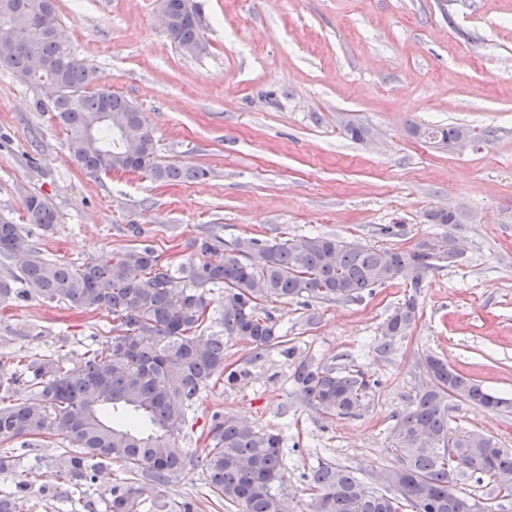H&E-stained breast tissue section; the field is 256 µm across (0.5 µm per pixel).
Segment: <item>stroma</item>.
I'll use <instances>...</instances> for the list:
<instances>
[{
    "label": "stroma",
    "instance_id": "1",
    "mask_svg": "<svg viewBox=\"0 0 512 512\" xmlns=\"http://www.w3.org/2000/svg\"><path fill=\"white\" fill-rule=\"evenodd\" d=\"M202 49L183 53L164 31L158 0H55L64 46L98 70L100 83L145 112L160 162L206 177L160 183L145 173L92 175L31 86L0 70V214L25 221L24 200L56 211L52 232L29 228L46 258L74 265L129 244L137 224L162 262L196 259L212 233L232 246L256 237L297 242L331 234L347 242L410 248L444 234L427 215L456 211L457 259L439 260L417 313L393 351H379L382 324L410 294L397 281L349 302H269L293 357L271 350L238 389L211 380L186 409L177 443L195 465L163 488L200 512H234L211 495L201 463L213 414L280 432L287 455L282 494L308 512V476L319 461L350 465L379 488L394 464L391 431L426 379V353L512 399V0H189ZM367 127L356 142L340 122ZM490 130L463 153L414 138L412 125ZM395 224L399 234H378ZM319 320L309 326L308 312ZM112 315L14 297L0 305V365L53 352L83 359ZM360 370L370 383L358 416L330 422L293 392V360ZM448 423L497 437L512 449V414L449 403ZM65 447L0 442L13 467L0 494L26 512H106L130 473L119 461L80 485L56 483Z\"/></svg>",
    "mask_w": 512,
    "mask_h": 512
}]
</instances>
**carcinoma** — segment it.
Wrapping results in <instances>:
<instances>
[{"label":"carcinoma","instance_id":"cac0c4a2","mask_svg":"<svg viewBox=\"0 0 512 512\" xmlns=\"http://www.w3.org/2000/svg\"><path fill=\"white\" fill-rule=\"evenodd\" d=\"M172 16L168 36L183 48L201 40L200 25L188 0H167ZM29 25L45 32L34 51L50 65L33 72L29 55L12 45V35ZM61 27L53 0H0V69L22 83L56 96L50 111L69 133L74 161L91 174L143 171L160 182L203 178L205 169L182 170L157 160L145 113L126 97L98 86L95 68L72 57L54 37ZM460 125L416 126L422 139L452 145ZM27 223L45 232L57 223L55 210L41 197L24 203ZM453 234L421 240L411 249L345 242L330 235L297 243H268L250 237L223 248L203 236L196 260L174 269L154 246L140 243L101 254L81 265L46 259L29 242L24 227L0 216V263L17 273L0 278V304L13 295L112 314V335L102 336L84 361L69 366L43 355L26 364L23 375L33 395L21 403L0 397V440H31L52 434L69 446L53 466L72 481L117 460L128 466L130 482L110 490L108 512H197L193 499H168L162 487L182 474L192 459L178 448V420L216 375L234 389L249 384L253 359L228 368L224 344L237 339L254 359L272 349L293 358L280 335L269 301H351L402 280L413 294L383 323L382 346L393 348L416 317L423 281L439 254L430 243L451 246ZM21 283L22 288H14ZM224 289V333L204 335L211 320L210 295ZM420 366L431 384L418 390L410 409L392 430L395 465L384 469L386 490L375 491L354 469L321 462L312 470L310 512H461L475 500L457 488L456 476L495 479L512 473V449L479 431L450 432L448 400L461 399L484 411L512 413V399L498 397L457 372L448 361L426 354ZM294 393L327 420L356 416L365 405L369 383L360 371H338L305 360L294 363ZM135 416L129 426L119 418ZM204 458L210 490L237 512H285L278 484L284 477L280 434L232 416H215Z\"/></svg>","mask_w":512,"mask_h":512}]
</instances>
